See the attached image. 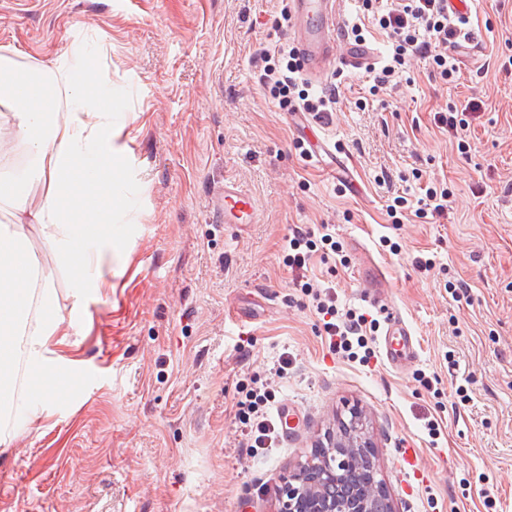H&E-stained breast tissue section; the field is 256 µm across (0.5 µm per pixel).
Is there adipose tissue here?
Wrapping results in <instances>:
<instances>
[{
    "mask_svg": "<svg viewBox=\"0 0 512 512\" xmlns=\"http://www.w3.org/2000/svg\"><path fill=\"white\" fill-rule=\"evenodd\" d=\"M0 104L28 165L0 174V203L12 220L0 225V445L10 444L18 417L41 401L61 398L70 373L49 365L48 341L62 317L28 230L36 228L80 288L99 287V268L112 249V188L119 167L112 150V90L99 79L94 55L74 50L30 71L0 58ZM37 369L35 391L16 386V363Z\"/></svg>",
    "mask_w": 512,
    "mask_h": 512,
    "instance_id": "adipose-tissue-1",
    "label": "adipose tissue"
}]
</instances>
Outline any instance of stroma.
Masks as SVG:
<instances>
[{"mask_svg": "<svg viewBox=\"0 0 512 512\" xmlns=\"http://www.w3.org/2000/svg\"><path fill=\"white\" fill-rule=\"evenodd\" d=\"M281 9L0 0V57L35 69L95 52L117 102L115 193L133 201L115 214L98 289L76 292L30 233L61 315L83 301L72 336L49 342L77 383L0 446V512H277L282 479L354 407L397 512H512V0H472L454 82L416 61L373 96L374 70L347 68L329 121L302 132L260 84L263 51L288 30ZM472 99L480 117L460 137L435 124ZM303 138L328 153L305 157ZM227 181L256 198L258 223H225L212 199ZM430 181L450 191L447 218L392 223L388 201ZM323 224L343 250L302 273L339 311L400 314L418 351L404 372L381 334L366 366L321 336L283 244ZM361 249L384 270L388 309L359 298ZM283 355L267 406L276 445L248 447L238 404Z\"/></svg>", "mask_w": 512, "mask_h": 512, "instance_id": "1", "label": "stroma"}]
</instances>
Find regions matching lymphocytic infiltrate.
Segmentation results:
<instances>
[{
	"instance_id": "obj_1",
	"label": "lymphocytic infiltrate",
	"mask_w": 512,
	"mask_h": 512,
	"mask_svg": "<svg viewBox=\"0 0 512 512\" xmlns=\"http://www.w3.org/2000/svg\"><path fill=\"white\" fill-rule=\"evenodd\" d=\"M361 2L364 11H378V25L391 40L385 63L375 76V89L385 88L418 59L425 60L433 74L442 80L454 79L456 66L451 50L460 39L461 30L448 14V0H391L384 6L379 5L378 0ZM264 60L261 84L265 93L287 111L304 112L319 121L327 118L336 102L335 84H328L318 94L304 89L297 54L290 45H273L266 51ZM448 196L447 187L431 184L425 186L417 202H410L401 195L394 197L387 213L393 216L413 209L420 215L441 217L448 212ZM318 247L337 251L338 243L331 230H324L317 240L312 239L310 233L294 230L284 245L289 267L303 269ZM300 290L315 303L330 350L346 353L348 358L360 359L364 364L370 363L374 353L368 344L370 336L379 327L377 320L353 310L339 312L330 289L306 281L301 283ZM270 399V385L262 383L247 391L238 410L239 421L247 428V437L258 448L271 447L277 437L274 425L265 417V407Z\"/></svg>"
}]
</instances>
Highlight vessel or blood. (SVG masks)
<instances>
[{
	"label": "vessel or blood",
	"mask_w": 512,
	"mask_h": 512,
	"mask_svg": "<svg viewBox=\"0 0 512 512\" xmlns=\"http://www.w3.org/2000/svg\"><path fill=\"white\" fill-rule=\"evenodd\" d=\"M289 4V40L296 46L309 79H317L322 73L342 66L359 69L374 59V48L342 43L343 0H289ZM217 203L225 219L238 224L254 223L255 200L240 186L225 183ZM384 286L381 268L374 266L365 270L362 301L380 304L385 299ZM383 352L388 364L395 369L407 368L415 358V339L399 315H391L387 321Z\"/></svg>",
	"instance_id": "1"
}]
</instances>
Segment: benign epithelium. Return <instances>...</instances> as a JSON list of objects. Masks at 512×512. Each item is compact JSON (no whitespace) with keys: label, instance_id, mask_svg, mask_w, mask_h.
Masks as SVG:
<instances>
[{"label":"benign epithelium","instance_id":"benign-epithelium-1","mask_svg":"<svg viewBox=\"0 0 512 512\" xmlns=\"http://www.w3.org/2000/svg\"><path fill=\"white\" fill-rule=\"evenodd\" d=\"M349 414L325 434L308 463L288 474L279 512H395L382 481L359 478L362 467L373 464V443L360 412Z\"/></svg>","mask_w":512,"mask_h":512}]
</instances>
